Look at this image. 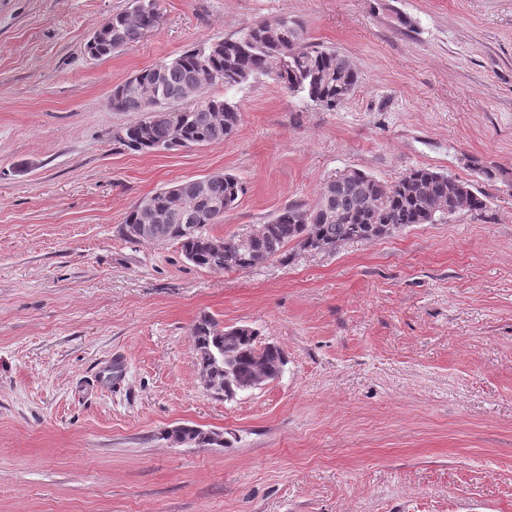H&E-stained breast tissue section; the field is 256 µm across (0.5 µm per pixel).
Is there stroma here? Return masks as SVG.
<instances>
[{
    "label": "stroma",
    "instance_id": "obj_1",
    "mask_svg": "<svg viewBox=\"0 0 512 512\" xmlns=\"http://www.w3.org/2000/svg\"><path fill=\"white\" fill-rule=\"evenodd\" d=\"M129 5L0 0V512H512V0H157L152 32L90 57ZM283 15L353 64L347 99L214 85L230 139L119 143L139 115L113 86ZM419 167L485 210L219 274L121 233L215 171L246 192L209 230L243 238L342 172ZM203 312L280 347L282 376L207 393Z\"/></svg>",
    "mask_w": 512,
    "mask_h": 512
}]
</instances>
